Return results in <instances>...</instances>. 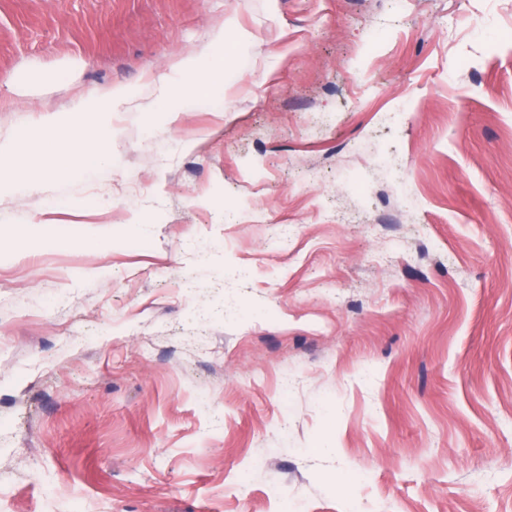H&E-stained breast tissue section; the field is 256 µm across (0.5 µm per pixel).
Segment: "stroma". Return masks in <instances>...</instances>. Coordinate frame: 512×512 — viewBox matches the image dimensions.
Masks as SVG:
<instances>
[{
	"mask_svg": "<svg viewBox=\"0 0 512 512\" xmlns=\"http://www.w3.org/2000/svg\"><path fill=\"white\" fill-rule=\"evenodd\" d=\"M0 143V512H512V0H0ZM182 67L188 72L198 73L193 85V90L197 95H208L210 91L223 83V59L219 56H215L204 69L200 68L195 57L186 59ZM57 151L65 157H75L85 166H95L105 161V155L97 149H89L87 144L81 142L76 135L68 132L66 136L56 141Z\"/></svg>",
	"mask_w": 512,
	"mask_h": 512,
	"instance_id": "stroma-1",
	"label": "stroma"
}]
</instances>
